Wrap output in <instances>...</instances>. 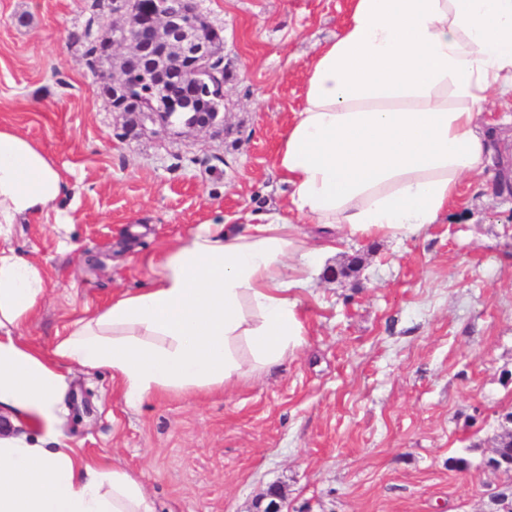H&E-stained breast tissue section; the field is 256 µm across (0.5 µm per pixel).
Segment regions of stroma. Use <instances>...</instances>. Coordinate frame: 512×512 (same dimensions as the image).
Listing matches in <instances>:
<instances>
[{
  "label": "stroma",
  "instance_id": "35a3bbf8",
  "mask_svg": "<svg viewBox=\"0 0 512 512\" xmlns=\"http://www.w3.org/2000/svg\"><path fill=\"white\" fill-rule=\"evenodd\" d=\"M224 38V120L206 132L125 130L89 67L84 29L112 0H0V123L35 140L69 191V248L51 222L8 246L42 264L47 296L21 332L50 351L114 294L146 287L147 257L223 213L282 206L273 169L305 66L351 0H197ZM467 179L442 223L398 242L343 238L298 296L308 334L239 385L160 393L128 409L104 369L70 366L61 429L142 483L154 512H488L511 472L482 469L512 412V198ZM359 257L357 271L333 269ZM467 459L464 469L450 458Z\"/></svg>",
  "mask_w": 512,
  "mask_h": 512
}]
</instances>
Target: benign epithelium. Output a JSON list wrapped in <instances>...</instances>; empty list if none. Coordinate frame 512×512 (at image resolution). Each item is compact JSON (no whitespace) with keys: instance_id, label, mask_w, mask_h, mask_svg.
Wrapping results in <instances>:
<instances>
[{"instance_id":"benign-epithelium-1","label":"benign epithelium","mask_w":512,"mask_h":512,"mask_svg":"<svg viewBox=\"0 0 512 512\" xmlns=\"http://www.w3.org/2000/svg\"><path fill=\"white\" fill-rule=\"evenodd\" d=\"M112 30L118 35L106 50L116 59H131L133 66L100 70L97 79L112 89V111L123 112L137 100L145 111L137 113V125L154 133L175 128L205 130L223 119L224 93L203 97L201 87L223 81L212 51V32L197 9L196 0H112ZM261 512H286L281 492L270 489Z\"/></svg>"}]
</instances>
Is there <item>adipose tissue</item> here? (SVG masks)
<instances>
[{
  "label": "adipose tissue",
  "mask_w": 512,
  "mask_h": 512,
  "mask_svg": "<svg viewBox=\"0 0 512 512\" xmlns=\"http://www.w3.org/2000/svg\"><path fill=\"white\" fill-rule=\"evenodd\" d=\"M306 65L274 157L288 214H223L152 256L148 287L75 320L51 355L21 329L44 302L40 264L0 246V512H153L128 472L79 454L57 424L64 365L107 368L125 404L221 390L281 365L307 334L296 291L323 246L306 219L401 241L441 223L492 147L477 117L512 101V0H351ZM67 187L34 140L0 124V239L49 217Z\"/></svg>",
  "instance_id": "obj_1"
}]
</instances>
